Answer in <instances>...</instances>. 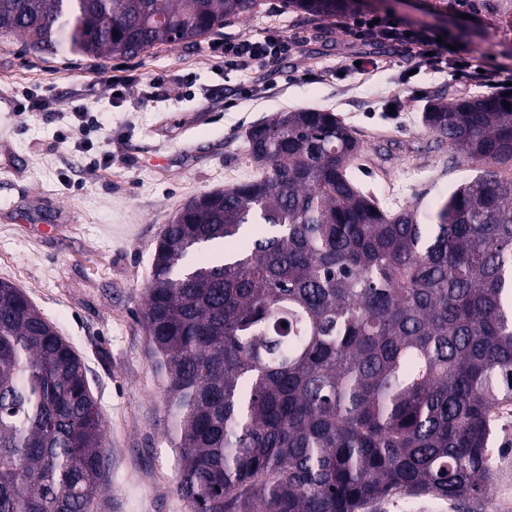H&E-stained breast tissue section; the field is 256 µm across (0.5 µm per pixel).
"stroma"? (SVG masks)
<instances>
[{
  "label": "stroma",
  "instance_id": "obj_1",
  "mask_svg": "<svg viewBox=\"0 0 512 512\" xmlns=\"http://www.w3.org/2000/svg\"><path fill=\"white\" fill-rule=\"evenodd\" d=\"M258 14L224 24L196 43L138 57L46 55L14 41L0 50V280L21 288L82 359L104 419L106 493L101 512H190L176 495V454L166 436L165 397L142 328L155 246L188 200L257 177L245 157L246 130L277 113L333 112L362 143L357 177L382 204L432 208L461 179L452 151L421 115L438 97H469L481 86L464 73L417 67L385 44L371 45L377 70L350 67L342 30L348 15L320 19L261 0ZM388 12L415 26H468L444 0H390ZM462 58L482 69H512V24L482 18ZM300 43L271 71L228 72L224 45L272 32ZM131 81L113 98L107 72ZM162 75V94L149 81ZM253 89L241 96L242 87ZM48 109L19 110L23 95ZM82 104L94 123L64 112ZM401 108L389 112L391 102ZM486 495L450 501L408 495L365 512H491L512 461V417L494 436Z\"/></svg>",
  "mask_w": 512,
  "mask_h": 512
}]
</instances>
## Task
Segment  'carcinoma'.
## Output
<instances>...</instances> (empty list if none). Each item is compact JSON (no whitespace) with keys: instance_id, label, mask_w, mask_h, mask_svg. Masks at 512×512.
<instances>
[{"instance_id":"cac0c4a2","label":"carcinoma","mask_w":512,"mask_h":512,"mask_svg":"<svg viewBox=\"0 0 512 512\" xmlns=\"http://www.w3.org/2000/svg\"><path fill=\"white\" fill-rule=\"evenodd\" d=\"M259 6L0 0V44L134 58ZM424 121L483 167L431 211L384 209L353 176V131L305 109L251 127L261 175L189 200L162 234L143 329L191 512H361L488 486L512 404V94L436 99ZM105 451L81 359L0 280V512H94Z\"/></svg>"}]
</instances>
